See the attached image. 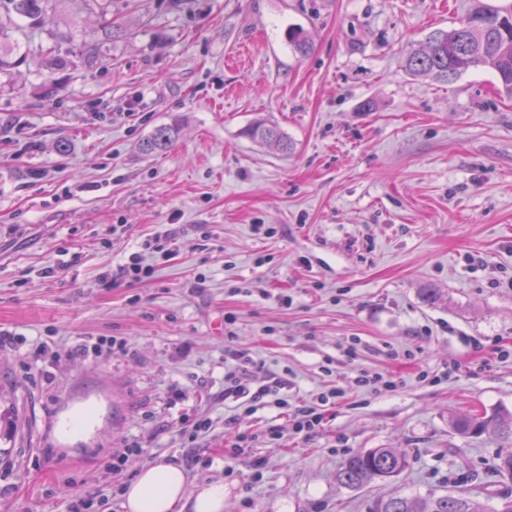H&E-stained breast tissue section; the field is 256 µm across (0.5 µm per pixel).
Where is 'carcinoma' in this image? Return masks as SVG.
<instances>
[{"instance_id":"1","label":"carcinoma","mask_w":512,"mask_h":512,"mask_svg":"<svg viewBox=\"0 0 512 512\" xmlns=\"http://www.w3.org/2000/svg\"><path fill=\"white\" fill-rule=\"evenodd\" d=\"M53 8V0H0V13L21 24L15 31L41 23L42 17ZM482 66L496 77L499 90L512 98V11L502 12L476 0L470 14L458 25L431 32L424 42L411 46L405 53L406 72L415 77H425L436 82L450 83L472 67ZM178 125H161L141 143V150L148 156L169 148L178 137ZM258 143H276L283 149L288 144L282 139L275 125L259 122L245 131ZM455 430L471 437L486 431L495 433L512 444V414L493 412L478 418H458ZM410 466L409 455L395 448H373L363 454L346 459L337 480L348 488L385 482L399 476ZM491 476L505 484L512 481V454L498 458L489 467ZM372 512H489L480 500L476 488L452 491L445 495H391L375 501Z\"/></svg>"}]
</instances>
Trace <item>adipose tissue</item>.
Returning a JSON list of instances; mask_svg holds the SVG:
<instances>
[{
  "label": "adipose tissue",
  "mask_w": 512,
  "mask_h": 512,
  "mask_svg": "<svg viewBox=\"0 0 512 512\" xmlns=\"http://www.w3.org/2000/svg\"><path fill=\"white\" fill-rule=\"evenodd\" d=\"M125 512H224V485H190L185 469L160 458L140 468L125 486Z\"/></svg>",
  "instance_id": "ef3b65f1"
}]
</instances>
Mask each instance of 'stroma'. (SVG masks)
<instances>
[{
  "mask_svg": "<svg viewBox=\"0 0 512 512\" xmlns=\"http://www.w3.org/2000/svg\"><path fill=\"white\" fill-rule=\"evenodd\" d=\"M471 4L47 12L32 36L49 54L0 71V412L16 420L0 437V512H124L122 487L161 457L190 484L223 483L224 512H369L395 493H448L512 452L453 428L512 412V359L496 357L512 349V99L482 69L442 84L402 67L408 45ZM75 24L85 37L68 38ZM174 122L172 146L142 154ZM256 122L287 150L250 140ZM172 231L169 255L153 253ZM135 252L152 267L138 282L121 276ZM228 316L235 344L293 397L336 392L316 434L225 398ZM361 371L399 385L360 389ZM76 413L88 425L64 432ZM243 431L256 440L237 456ZM136 445L148 455L111 470ZM373 448L405 451L410 469L338 484L344 459ZM251 140L258 143H276L287 150L288 144L282 139L279 129L275 125L259 122L251 125L245 131ZM180 128L177 124L158 126L152 134L141 143V150L148 156L165 151L178 137Z\"/></svg>",
  "mask_w": 512,
  "mask_h": 512,
  "instance_id": "1",
  "label": "stroma"
}]
</instances>
